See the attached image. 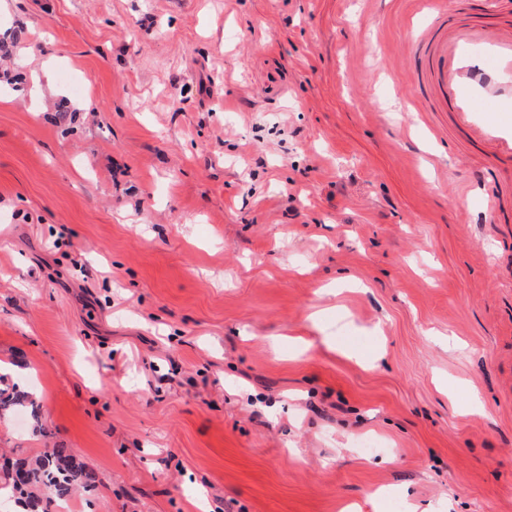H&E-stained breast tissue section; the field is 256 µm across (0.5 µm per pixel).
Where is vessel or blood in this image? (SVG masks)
Returning a JSON list of instances; mask_svg holds the SVG:
<instances>
[{
  "label": "vessel or blood",
  "mask_w": 512,
  "mask_h": 512,
  "mask_svg": "<svg viewBox=\"0 0 512 512\" xmlns=\"http://www.w3.org/2000/svg\"><path fill=\"white\" fill-rule=\"evenodd\" d=\"M448 23L438 13L418 37L433 49L437 89L463 125L512 153V34Z\"/></svg>",
  "instance_id": "b4317fda"
}]
</instances>
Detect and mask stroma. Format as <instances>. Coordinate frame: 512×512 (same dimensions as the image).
Segmentation results:
<instances>
[{
  "mask_svg": "<svg viewBox=\"0 0 512 512\" xmlns=\"http://www.w3.org/2000/svg\"><path fill=\"white\" fill-rule=\"evenodd\" d=\"M432 12L0 0V465L70 448L65 512H512V158L416 97Z\"/></svg>",
  "mask_w": 512,
  "mask_h": 512,
  "instance_id": "1",
  "label": "stroma"
}]
</instances>
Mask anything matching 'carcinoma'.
Here are the masks:
<instances>
[{"instance_id": "1", "label": "carcinoma", "mask_w": 512, "mask_h": 512, "mask_svg": "<svg viewBox=\"0 0 512 512\" xmlns=\"http://www.w3.org/2000/svg\"><path fill=\"white\" fill-rule=\"evenodd\" d=\"M21 405L23 397L17 391L0 388V416ZM7 479L25 506L51 512L57 501L70 497L79 488L94 486L96 476L77 463L68 449L55 445L16 464L7 471Z\"/></svg>"}]
</instances>
